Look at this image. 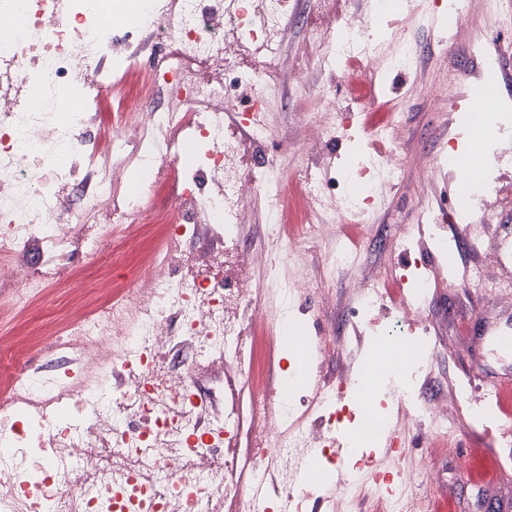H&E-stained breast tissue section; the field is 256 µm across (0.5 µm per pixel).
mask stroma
<instances>
[{"label":"stroma","mask_w":512,"mask_h":512,"mask_svg":"<svg viewBox=\"0 0 512 512\" xmlns=\"http://www.w3.org/2000/svg\"><path fill=\"white\" fill-rule=\"evenodd\" d=\"M297 6L282 25V43L273 62L280 74L304 69L302 84L284 83L280 86V102L270 116L271 135L261 154L280 170L291 174L305 166L301 147L309 138L315 124L312 113L304 106L312 102L336 111V137L330 151L315 163L319 176L338 174L347 163L351 148L360 141H370L373 130L366 126L371 113L380 110L385 115L400 112L404 115V133L397 143L403 158L402 183L390 196L370 206V232L359 247V261L346 273L340 274L330 299H322L320 290H313L307 304L318 316L317 324L307 327L312 336L366 335L365 327L351 324L349 312L354 304L344 283L353 278L363 287L377 281L386 286V304L402 309L410 303L409 288L398 279L389 277L399 253L395 228L400 224L417 226L433 212H448L456 193L457 173L449 161L450 154L468 153L473 147V134L466 114L471 108L467 95L476 82L492 85L501 104L512 108V82L502 80L496 70L488 68L474 54L473 42L486 36L487 51L512 68V31L494 33L493 23L482 8V0H470L467 11L453 27H437L428 31L423 18H415L407 34L420 52L421 66L407 73L391 74L388 81L377 84V100L362 97L361 85L372 81L374 75L364 64L327 66L322 52L306 39V32L317 24L322 7L334 9L337 21L354 17L361 20L370 32L369 43H387L395 22L401 14L377 21L375 0H296ZM452 84L457 107H450L436 93L437 87ZM170 101L165 93L146 96L141 67H131L123 76L116 91L97 93L90 128L102 131L96 141L98 151H107L108 132L115 130L119 119L133 111L152 107L165 109ZM442 157L440 173L429 177L424 159L430 154ZM486 163L497 176L496 185L503 202L499 208L476 212L474 228L464 221L447 222L446 231L454 238L470 234L472 241L462 244L457 256V272L465 274L470 268L496 260L492 244L498 226L506 216H512V155L487 153ZM182 192L176 170L162 175L155 187L148 212L132 219L123 235L104 237L101 252L83 255L68 264L64 277L46 289L24 312L0 325V356L16 359L33 355L42 338L77 311V301L86 295L101 278H113V295L132 288L141 264L147 260L163 235V223ZM426 274L432 288L428 304L426 334L435 350V359L420 378L417 387L425 398L431 399L450 392L455 382L470 381L481 389L482 381L476 366L484 348L473 332L481 312L500 314V306L491 304L479 285L464 282L459 287L448 285V272L436 259H428ZM291 345L288 338H276L265 325H257L253 335L252 369L268 387H276L280 376L288 370ZM405 438L409 453L405 467L427 463L438 472L439 479L428 491L426 500L435 503L449 499L455 512H486V502L512 512V424L499 433H491L485 425L460 419L457 436L448 445H438L421 427H407L400 419H392ZM488 448L499 455V469L485 488L464 484L458 467L462 449Z\"/></svg>","instance_id":"stroma-1"}]
</instances>
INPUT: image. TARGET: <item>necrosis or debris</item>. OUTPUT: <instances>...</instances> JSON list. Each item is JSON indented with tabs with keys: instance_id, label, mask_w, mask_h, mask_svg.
Segmentation results:
<instances>
[{
	"instance_id": "4bbe7bcc",
	"label": "necrosis or debris",
	"mask_w": 512,
	"mask_h": 512,
	"mask_svg": "<svg viewBox=\"0 0 512 512\" xmlns=\"http://www.w3.org/2000/svg\"><path fill=\"white\" fill-rule=\"evenodd\" d=\"M289 3L140 0L132 11L124 0H0L1 300L22 310L44 287L36 272L16 281L30 246L47 262L65 264L71 248L97 250L99 236L89 226L99 214L120 226L149 209V185L123 193L126 164L136 160L160 175L176 142L193 145L174 221L135 287L53 330L41 344L43 363L20 361L0 393V512H222L227 500L240 512H260L272 468L283 472L284 492L295 494V465L311 448L317 464L305 482L321 489L334 483L336 512H357L366 499L381 503L382 512H422V492L434 480L429 467L398 469L388 482L373 478L342 461L318 424L351 429L355 449L386 440L389 386L403 373L411 386L398 411L434 440H454L460 417L488 419L489 408L467 382L430 401L412 386L432 359L424 335L430 282L420 274L426 257L448 267L449 287L460 279L458 242L434 215L427 240L403 238L399 270L412 275L416 304L384 324L368 358L370 386L351 391L321 380L323 358L350 346L339 336H300L277 393L251 377L257 321L299 322L303 293L317 282L330 286L357 261L356 250L342 245L324 256L316 279L298 273L304 248L335 234L333 225L319 223L321 210L335 208L364 225L357 195L383 198L400 185L401 156L393 149L377 153L370 181L357 191L349 173L322 180L304 168L289 181L261 159L240 175L242 143L226 119L243 112L251 144L261 147L279 89L243 54L254 44L277 54ZM107 16L123 27L119 41L104 40ZM392 37L380 57L353 20L310 32L334 60H350L362 47L384 79L420 63L404 28ZM149 40L156 46L146 81L165 88L173 105L132 114L113 133L110 155L98 156L88 147L93 102L83 92L118 88V66L135 60ZM116 157L121 165H113ZM82 163L89 171L77 213L68 187ZM458 170L454 216L491 207L492 194L476 193L480 171L470 158H460ZM259 192L272 204L270 233L246 250L241 232ZM187 240L200 243L199 253L184 254ZM257 268L278 298L274 309L263 307L253 285ZM244 393L255 426L247 468L236 453Z\"/></svg>"
}]
</instances>
